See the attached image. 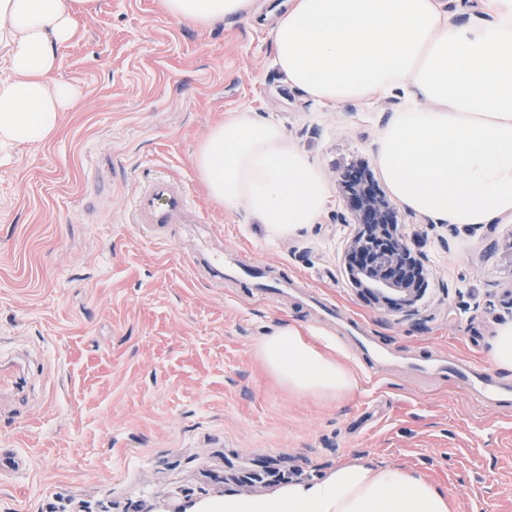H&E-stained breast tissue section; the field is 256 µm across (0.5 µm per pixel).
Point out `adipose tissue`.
<instances>
[{
  "label": "adipose tissue",
  "instance_id": "1",
  "mask_svg": "<svg viewBox=\"0 0 512 512\" xmlns=\"http://www.w3.org/2000/svg\"><path fill=\"white\" fill-rule=\"evenodd\" d=\"M443 0H290L272 30L289 84L323 106L393 90L404 98L375 164L390 194L439 224L480 230L512 217V0H489L491 19L465 24ZM255 0H162L171 19L199 29L248 18ZM97 0H0V146L37 144L58 130L73 95L50 81L58 48ZM209 196L272 232L316 223L329 196L309 154L249 112L214 125L194 160ZM256 356L295 396L340 401L357 385L335 353L293 322L275 325ZM196 512H449L420 474L368 457L269 495H225Z\"/></svg>",
  "mask_w": 512,
  "mask_h": 512
}]
</instances>
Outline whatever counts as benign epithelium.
I'll list each match as a JSON object with an SVG mask.
<instances>
[{"mask_svg":"<svg viewBox=\"0 0 512 512\" xmlns=\"http://www.w3.org/2000/svg\"><path fill=\"white\" fill-rule=\"evenodd\" d=\"M346 181L349 194L344 208L360 224L348 246L354 282L378 300L405 304L418 291L423 257L399 236L398 212L387 196L379 194L363 175Z\"/></svg>","mask_w":512,"mask_h":512,"instance_id":"obj_1","label":"benign epithelium"}]
</instances>
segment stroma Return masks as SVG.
<instances>
[{"instance_id": "1", "label": "stroma", "mask_w": 512, "mask_h": 512, "mask_svg": "<svg viewBox=\"0 0 512 512\" xmlns=\"http://www.w3.org/2000/svg\"><path fill=\"white\" fill-rule=\"evenodd\" d=\"M284 0L210 30L168 18L160 0H100L77 18L51 80L75 87L50 140L0 163V350L26 356L19 421L0 448L26 467L0 476V512H195L227 494H271L361 456L419 472L451 512H512V410L472 400L450 377L373 366L338 323L252 297L195 271V238L164 242L131 221L141 181L187 183L239 263L275 284L299 280L400 353L440 351L488 364L512 321V218L477 232L400 209L426 255V290L394 308L366 298L345 265L343 174L373 164L398 92L324 107L275 66ZM251 110L320 168L317 223L275 234L207 195L193 155L211 127ZM335 343L357 377L341 402L290 395L254 351L279 320Z\"/></svg>"}]
</instances>
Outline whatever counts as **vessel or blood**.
I'll list each match as a JSON object with an SVG mask.
<instances>
[{
	"label": "vessel or blood",
	"instance_id": "vessel-or-blood-1",
	"mask_svg": "<svg viewBox=\"0 0 512 512\" xmlns=\"http://www.w3.org/2000/svg\"><path fill=\"white\" fill-rule=\"evenodd\" d=\"M133 223L146 224L155 234H162L170 224H197L201 217L188 190L174 179L157 176L140 186L131 201ZM195 264L203 266L216 282L237 279L241 271L225 258L223 252L215 250L210 239H203L194 256ZM276 302L287 301L302 304L326 315H334L333 304L320 299L314 292L293 284L273 288ZM342 329L353 338L367 357L376 361H387L394 353L386 346L366 336L362 324L355 319H344ZM404 366L420 373L453 376L459 388L470 398L490 406L512 404V383L494 380L478 363L465 361L449 354H435L423 360L404 359Z\"/></svg>",
	"mask_w": 512,
	"mask_h": 512
}]
</instances>
